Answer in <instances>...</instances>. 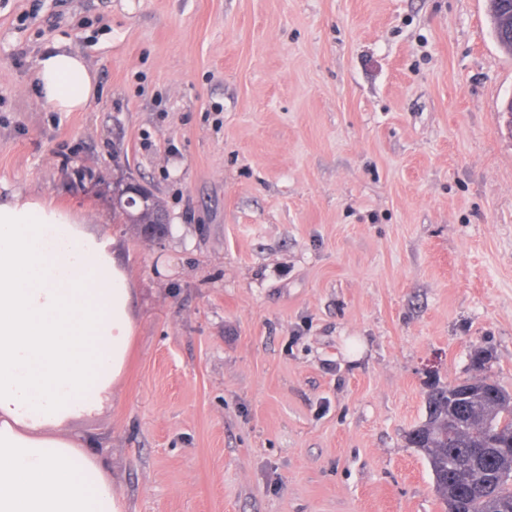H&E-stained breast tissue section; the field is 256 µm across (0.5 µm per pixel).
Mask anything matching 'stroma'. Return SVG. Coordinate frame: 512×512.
I'll return each instance as SVG.
<instances>
[{
	"mask_svg": "<svg viewBox=\"0 0 512 512\" xmlns=\"http://www.w3.org/2000/svg\"><path fill=\"white\" fill-rule=\"evenodd\" d=\"M57 45L85 111L31 86ZM511 98L489 0H0V201L83 213L133 288L70 426L128 512H444L406 435L476 350L512 391ZM32 83L53 112H81L98 91L96 75L85 58L62 45L38 58ZM121 193L123 195H128L126 200H128L130 203H132L131 199L134 198L139 201L145 209H148L151 206L150 203L152 202L154 196L146 187L135 181L126 183L124 188L121 190ZM116 208L120 210L127 224H142L143 233L146 238L155 240H160L163 238V233L166 229V219L164 216L156 219V224L144 223L146 220H151L154 214L167 215L164 206L155 196L154 210L151 213L141 217H137L139 212L137 203L125 204L124 198L121 196L117 197Z\"/></svg>",
	"mask_w": 512,
	"mask_h": 512,
	"instance_id": "obj_1",
	"label": "stroma"
}]
</instances>
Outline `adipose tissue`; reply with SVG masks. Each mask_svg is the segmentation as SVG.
<instances>
[{
	"mask_svg": "<svg viewBox=\"0 0 512 512\" xmlns=\"http://www.w3.org/2000/svg\"><path fill=\"white\" fill-rule=\"evenodd\" d=\"M32 83L55 112L83 111L98 91L85 58L61 45L38 58ZM134 332L111 240L44 200L0 202V512H127L104 461L68 427L111 399Z\"/></svg>",
	"mask_w": 512,
	"mask_h": 512,
	"instance_id": "ef3b65f1",
	"label": "adipose tissue"
}]
</instances>
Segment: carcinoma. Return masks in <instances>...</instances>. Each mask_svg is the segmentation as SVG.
Masks as SVG:
<instances>
[{
  "mask_svg": "<svg viewBox=\"0 0 512 512\" xmlns=\"http://www.w3.org/2000/svg\"><path fill=\"white\" fill-rule=\"evenodd\" d=\"M116 208L128 224H142L155 214H166L164 206L157 199L154 200L153 212L141 217L138 216L137 205L124 203L121 196L117 197ZM462 389H474L476 393L465 404L452 410L448 407V388L430 393L426 400V419L409 431L408 442L427 458L436 492L443 503L454 500L458 512H488L491 502L512 508V393L483 378L464 380ZM457 418L479 424L489 421L493 426L494 443H489L483 432L467 427L459 434L455 447H448V420ZM487 444L498 449V452L483 466L485 485L474 493L471 483L478 480L480 475L467 465L448 468V458Z\"/></svg>",
  "mask_w": 512,
  "mask_h": 512,
  "instance_id": "obj_1",
  "label": "carcinoma"
}]
</instances>
